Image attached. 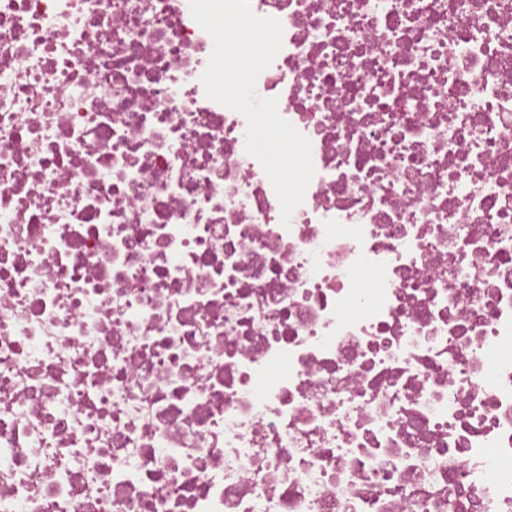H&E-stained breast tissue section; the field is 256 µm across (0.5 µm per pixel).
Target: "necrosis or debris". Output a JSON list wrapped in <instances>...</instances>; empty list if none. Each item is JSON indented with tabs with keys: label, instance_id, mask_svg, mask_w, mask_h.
<instances>
[{
	"label": "necrosis or debris",
	"instance_id": "1",
	"mask_svg": "<svg viewBox=\"0 0 512 512\" xmlns=\"http://www.w3.org/2000/svg\"><path fill=\"white\" fill-rule=\"evenodd\" d=\"M289 225L189 0H0V512H512V0H250Z\"/></svg>",
	"mask_w": 512,
	"mask_h": 512
}]
</instances>
